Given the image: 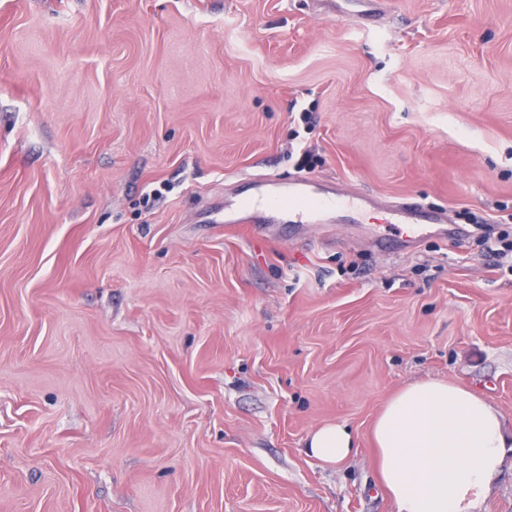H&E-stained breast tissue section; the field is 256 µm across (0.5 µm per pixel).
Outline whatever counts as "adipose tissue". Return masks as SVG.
Here are the masks:
<instances>
[{"instance_id":"obj_1","label":"adipose tissue","mask_w":512,"mask_h":512,"mask_svg":"<svg viewBox=\"0 0 512 512\" xmlns=\"http://www.w3.org/2000/svg\"><path fill=\"white\" fill-rule=\"evenodd\" d=\"M382 487L396 512H477L511 442L499 412L453 383L421 380L396 392L372 429ZM307 447L329 466L354 450L349 429L327 424Z\"/></svg>"}]
</instances>
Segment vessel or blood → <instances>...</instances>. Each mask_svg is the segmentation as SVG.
Instances as JSON below:
<instances>
[{
    "mask_svg": "<svg viewBox=\"0 0 512 512\" xmlns=\"http://www.w3.org/2000/svg\"><path fill=\"white\" fill-rule=\"evenodd\" d=\"M329 14L343 13L363 27L378 22L384 12V0H324ZM370 197L343 192L320 193L309 180L281 187L272 194L258 193L252 200L232 203L224 207V221L228 224L248 225L251 232L262 233L265 225L289 220L295 224H321L339 214L360 217L370 206ZM391 223L407 225L409 240L425 233L427 225L444 224L446 212L419 206L410 199H402L388 207Z\"/></svg>",
    "mask_w": 512,
    "mask_h": 512,
    "instance_id": "vessel-or-blood-1",
    "label": "vessel or blood"
}]
</instances>
